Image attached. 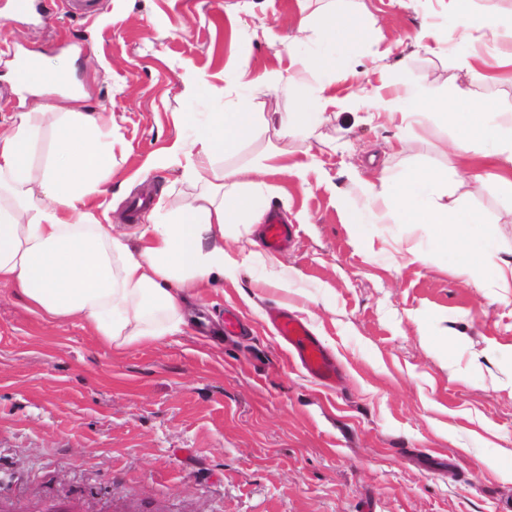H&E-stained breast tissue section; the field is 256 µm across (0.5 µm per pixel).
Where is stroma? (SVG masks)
I'll use <instances>...</instances> for the list:
<instances>
[{
	"mask_svg": "<svg viewBox=\"0 0 512 512\" xmlns=\"http://www.w3.org/2000/svg\"><path fill=\"white\" fill-rule=\"evenodd\" d=\"M0 0V132L17 112L44 133L33 179L49 162L55 115L36 112L18 85L17 60L41 49L70 67L64 112L112 116V212L126 218L148 192L168 207L207 190L224 170L282 152L288 172L265 176L263 210L294 227L277 253L284 289L265 283L268 251L224 247L233 276L194 290L196 322L151 346L115 351L89 327L31 312L0 287V512H503L512 504V288L448 261L420 224H375L363 182L420 169L448 175L492 236V265L512 261V206L494 181L467 180L469 157L438 116L412 126L379 113L373 92L448 95L471 90L512 128V37L486 41L453 28L448 0H102L86 18L66 0L15 15ZM333 10L350 36L327 72L299 74L289 47L313 52L302 19ZM246 79L235 76L236 69ZM196 74L195 95L184 92ZM264 77L259 86L247 78ZM335 98L313 131L284 134L301 96ZM255 122L206 182L165 165L176 139L207 132L210 113L237 95ZM358 226H350L351 216ZM244 335L225 338V309ZM305 321L338 369L309 375L268 313Z\"/></svg>",
	"mask_w": 512,
	"mask_h": 512,
	"instance_id": "1",
	"label": "stroma"
}]
</instances>
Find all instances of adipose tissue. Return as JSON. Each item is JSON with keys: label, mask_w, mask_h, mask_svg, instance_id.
Here are the masks:
<instances>
[{"label": "adipose tissue", "mask_w": 512, "mask_h": 512, "mask_svg": "<svg viewBox=\"0 0 512 512\" xmlns=\"http://www.w3.org/2000/svg\"><path fill=\"white\" fill-rule=\"evenodd\" d=\"M455 26L474 28L491 40L500 35L496 13L476 11L473 0H450ZM323 34L318 50L301 59L302 67L328 70L341 47L344 30L335 12L319 15ZM390 118L438 114L459 132L464 153L477 166L468 173L482 183L478 167L504 157L512 164V133L491 110L476 105L467 89L438 99L416 93L404 103L387 101ZM246 100L225 104L210 115L208 134L191 143L175 142L171 159L186 156L184 174L201 178L207 164L234 150L252 126ZM42 135L31 113L16 115L10 133L0 134V285L13 288L30 311L57 320L86 324L106 347L121 351L153 344L185 332L183 305L193 289L208 287L231 274L237 259L224 248L228 224L251 230L263 215L261 199L272 187L255 182L253 172L287 171L283 154L266 153L256 170L235 169L206 195L187 200L164 222L147 225L134 241L112 232L99 198L110 188L112 120L100 112H65L52 129L54 153L40 181L31 176V146ZM446 177L415 170L402 181L386 176L380 187H367L370 202H382L379 221L422 224L451 261L483 274L489 241L470 235L480 216L443 198Z\"/></svg>", "instance_id": "adipose-tissue-1"}]
</instances>
